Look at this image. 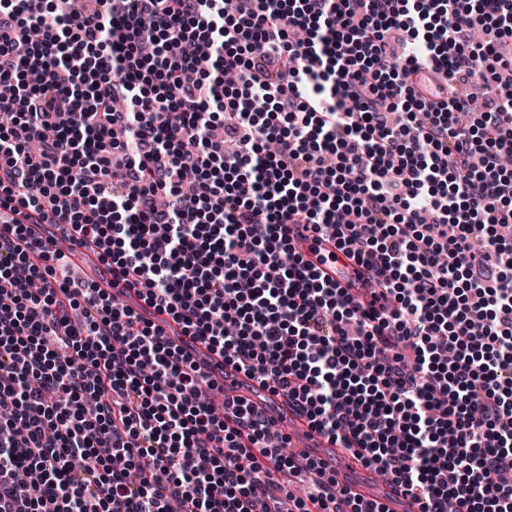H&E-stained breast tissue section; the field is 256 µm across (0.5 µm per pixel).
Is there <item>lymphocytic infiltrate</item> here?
Masks as SVG:
<instances>
[{
	"label": "lymphocytic infiltrate",
	"mask_w": 512,
	"mask_h": 512,
	"mask_svg": "<svg viewBox=\"0 0 512 512\" xmlns=\"http://www.w3.org/2000/svg\"><path fill=\"white\" fill-rule=\"evenodd\" d=\"M96 3L0 0V512H281L305 471L294 512H383L205 399L197 343L420 512H512V0ZM292 228V236L297 244L300 247L301 252L310 260H312L318 267V271L322 275L323 278L328 279L329 281L336 283L340 288H348V281L341 276V270H344V265L346 264L349 268L356 267L355 263L349 262L343 256L342 260H339L337 265L334 263L332 259H329L327 262L323 260H319L320 256L323 254H328L329 252H336L335 247L328 242H322L320 248L321 252L315 254L310 251L311 242L307 239L303 238V236H308V233L299 229L298 226H291Z\"/></svg>",
	"instance_id": "1"
}]
</instances>
